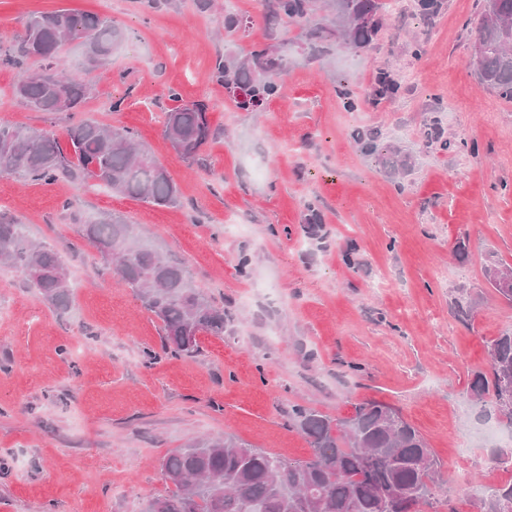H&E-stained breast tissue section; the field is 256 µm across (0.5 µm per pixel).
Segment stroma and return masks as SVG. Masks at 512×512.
I'll return each mask as SVG.
<instances>
[{
	"label": "stroma",
	"mask_w": 512,
	"mask_h": 512,
	"mask_svg": "<svg viewBox=\"0 0 512 512\" xmlns=\"http://www.w3.org/2000/svg\"><path fill=\"white\" fill-rule=\"evenodd\" d=\"M177 2L0 0L1 51L34 12L93 13L128 35L69 112H39L15 95L32 61L0 64V122L53 132L64 148L82 120L132 129L179 190L177 203L157 206L92 180L0 175V214L59 253L74 292L56 311L0 267V512H140L172 492L161 462L191 440L231 434L304 459L293 407L346 418L371 401L422 434L441 464L438 497L479 512L478 483L512 480L511 466L489 462L512 453V440L466 438L496 423L478 417L466 391L489 370L488 342L512 329V301L484 272L493 258L512 266V101L469 62L481 0H446L431 19L419 0H400L368 48L337 42L327 57L304 49L300 25L272 27L262 0H214L205 11ZM228 10L248 18L246 33L225 32ZM282 41L292 60L284 94L258 112L237 109L218 62ZM382 72L402 84L388 101L374 95ZM199 101L212 133L184 157L164 136L165 114ZM433 117L450 148L424 144ZM357 126L410 153L411 171L375 167L351 137ZM112 214L186 264L227 312L223 337L165 354L161 321L79 232ZM460 300L474 305L468 319Z\"/></svg>",
	"instance_id": "obj_1"
}]
</instances>
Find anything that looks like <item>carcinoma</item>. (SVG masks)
<instances>
[{"label":"carcinoma","instance_id":"1","mask_svg":"<svg viewBox=\"0 0 512 512\" xmlns=\"http://www.w3.org/2000/svg\"><path fill=\"white\" fill-rule=\"evenodd\" d=\"M270 23L307 24L312 44L339 37L356 50L368 47L376 35L383 8L379 0H264ZM479 53L474 63L478 79L500 98L512 101V0H483L477 19ZM125 39L112 21L95 14L67 10L32 15L13 53L0 59L15 64L32 59L39 68L24 76L17 95L42 112L71 111L89 94V86L60 70L64 46L79 43L92 71L104 63ZM288 53L281 44L256 46L244 57L229 55L217 75L237 108L257 111L278 97ZM400 83L389 74L377 81L376 95L398 94ZM208 105L197 102L167 113L164 132L176 140L180 154L197 155L210 136ZM361 150L392 173L411 170L412 156L381 141L374 129L354 134ZM73 153L60 149L53 134L0 123V173L52 182L64 176L93 180L115 193L157 205L178 200L168 172L138 147L128 128H104L82 121L69 131ZM81 235L116 262L119 280L132 289L143 307L163 324L166 348L190 356L198 338L224 335V309L198 288L187 267L154 247L136 225L119 216L80 224ZM0 267L25 277L53 308L65 311L72 299V282L60 255L47 244L35 243L25 225L0 216ZM489 284L512 300V271L497 262L487 267ZM489 372H478L468 399L485 414H495L512 427V331L488 345ZM292 427L302 434L311 455L285 460L252 448L227 435L200 439L179 448L162 462L172 493L152 498L143 512H439L451 501L436 497L438 462L419 431L394 408L378 403L355 407L350 417L332 418L311 408L297 407ZM512 498V481L480 487L484 512L495 502Z\"/></svg>","mask_w":512,"mask_h":512}]
</instances>
